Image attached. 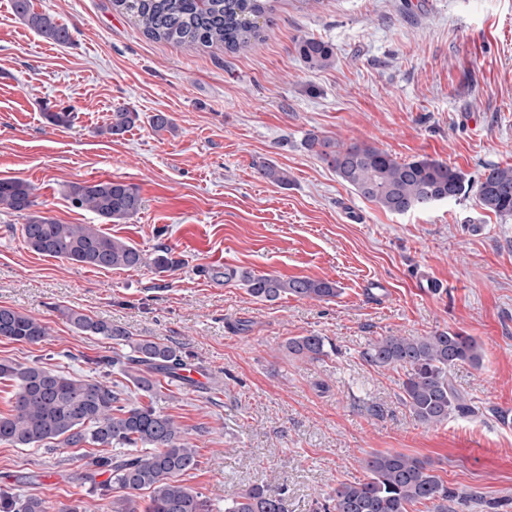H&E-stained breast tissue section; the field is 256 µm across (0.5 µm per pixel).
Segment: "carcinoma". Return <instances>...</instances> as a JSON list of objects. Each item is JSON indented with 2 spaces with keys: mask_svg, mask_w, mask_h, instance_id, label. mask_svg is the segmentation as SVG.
Listing matches in <instances>:
<instances>
[{
  "mask_svg": "<svg viewBox=\"0 0 512 512\" xmlns=\"http://www.w3.org/2000/svg\"><path fill=\"white\" fill-rule=\"evenodd\" d=\"M112 8L134 18L147 37L190 49L219 46L234 53L247 47L261 27L274 24L272 0H112ZM12 10L38 35L59 45L70 41L69 29L50 14L34 10L32 0H12ZM298 48L312 68H326L333 62V49L322 40L305 38ZM139 118L137 112L119 109L112 113L107 133L119 136ZM304 146L360 197L392 214L456 200L471 186L464 173L427 156L400 161L366 142L345 144L318 135L309 136ZM257 172L271 182L288 183L287 172L273 163L258 165ZM474 186L484 209L501 218L512 217V166H487ZM68 197L103 224L130 219L141 207L138 188L122 181L74 183L68 187ZM35 206L29 185L0 180V207L26 217L22 237L35 253L96 269L151 264L167 272L177 266L166 253L150 258L94 224H60L32 212ZM245 286L251 297L265 302L284 296L326 301L338 295L336 283L308 277L253 274ZM61 314L80 334L129 344L124 372L137 389L151 396L163 388L161 378L173 377L180 366V355L167 344L131 341L112 324L73 309ZM47 335L38 319L0 307L1 338L39 344ZM325 346V338L317 335L295 336L286 342L288 353L311 360L326 355ZM367 360L376 367L405 370L401 397L423 424H442L454 416L474 413L452 377V369L460 363L482 364V345L471 335L442 330L426 336H382L372 343ZM0 379L17 386L11 413L0 416V442L16 448L51 441L71 447L140 445L143 451L120 459L91 458L85 475L91 493L107 496L114 486L123 491L114 502L115 512H208L202 493L175 480L196 469L199 460L198 450L184 442L173 417L158 413L151 405L121 403L119 394L101 380L73 377L37 364L0 360ZM361 464L365 479L345 483L331 495L335 512H408V506L430 500L441 501L439 509L447 512L448 500L455 496L434 473L432 464L403 452H372ZM102 471L110 472V477L98 483L94 476ZM143 490L150 491L144 506L139 496ZM0 512H46L45 501L0 487ZM224 512H285V500L269 486L255 485L232 499Z\"/></svg>",
  "mask_w": 512,
  "mask_h": 512,
  "instance_id": "carcinoma-1",
  "label": "carcinoma"
}]
</instances>
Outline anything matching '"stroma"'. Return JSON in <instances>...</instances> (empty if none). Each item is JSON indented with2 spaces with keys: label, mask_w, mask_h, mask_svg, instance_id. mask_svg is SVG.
I'll return each mask as SVG.
<instances>
[{
  "label": "stroma",
  "mask_w": 512,
  "mask_h": 512,
  "mask_svg": "<svg viewBox=\"0 0 512 512\" xmlns=\"http://www.w3.org/2000/svg\"><path fill=\"white\" fill-rule=\"evenodd\" d=\"M33 3L71 40H45L0 0V178L29 184L38 214L61 224L96 221L68 184L134 185L139 213L104 232L178 265L46 257L25 245V217L0 209V306L48 331L36 345L0 338V359L90 376L94 358L128 354L76 333L65 308L179 349L208 382L172 381L154 406L197 446L200 464L180 481L209 512L257 484L285 489L286 512H324L336 488L364 479L361 459L389 449L434 465L456 492L448 512H512V428L499 424L512 411V219L472 193L384 212L304 146L311 133L366 142L471 180L512 166V0H275L273 26L235 53L149 40L112 0ZM306 37L332 47L331 66L306 63ZM120 107L140 119L112 136ZM50 112L69 123L50 124ZM158 112L174 130H152ZM262 160L288 184L261 178ZM218 266L327 279L340 294L262 302L240 280L213 279ZM446 329L483 346L481 366L452 371L478 412L425 425L401 399L403 369L365 353L382 336ZM313 334L328 341L325 356L288 353V338ZM99 452L0 443V485L48 512H113L81 480Z\"/></svg>",
  "instance_id": "obj_1"
}]
</instances>
